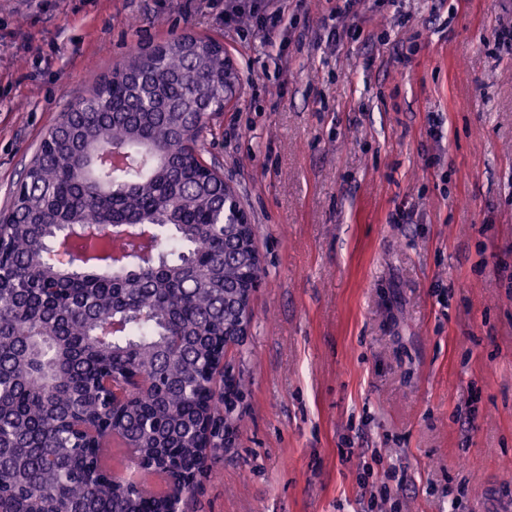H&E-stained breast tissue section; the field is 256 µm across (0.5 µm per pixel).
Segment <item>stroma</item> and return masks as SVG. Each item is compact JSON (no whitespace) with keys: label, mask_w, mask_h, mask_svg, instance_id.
<instances>
[{"label":"stroma","mask_w":512,"mask_h":512,"mask_svg":"<svg viewBox=\"0 0 512 512\" xmlns=\"http://www.w3.org/2000/svg\"><path fill=\"white\" fill-rule=\"evenodd\" d=\"M512 0H304L261 32L224 0H0V210L46 130L134 49L223 43L238 86L203 158L263 276L225 364L229 447L182 512L512 504ZM440 122V138L429 134Z\"/></svg>","instance_id":"35a3bbf8"}]
</instances>
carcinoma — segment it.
Here are the masks:
<instances>
[{"mask_svg":"<svg viewBox=\"0 0 512 512\" xmlns=\"http://www.w3.org/2000/svg\"><path fill=\"white\" fill-rule=\"evenodd\" d=\"M61 113L0 222V512H175L171 487L207 474L208 425L224 426L211 376L237 332L243 289L261 281L254 226H224V178L204 174L202 116L224 111L235 75L222 43L191 33L149 51ZM154 224L169 235L144 257L87 276L48 257L56 231ZM116 333L89 343L95 327ZM141 372L146 392L112 416L113 436L64 427L103 422L105 375ZM117 439L143 466L123 478Z\"/></svg>","mask_w":512,"mask_h":512,"instance_id":"1","label":"carcinoma"}]
</instances>
